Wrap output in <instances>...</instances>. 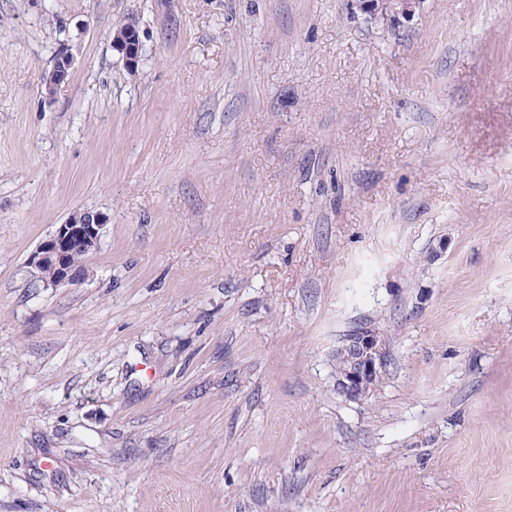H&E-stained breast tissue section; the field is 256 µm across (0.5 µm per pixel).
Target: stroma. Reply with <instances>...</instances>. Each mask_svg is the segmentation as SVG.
I'll list each match as a JSON object with an SVG mask.
<instances>
[{"mask_svg":"<svg viewBox=\"0 0 512 512\" xmlns=\"http://www.w3.org/2000/svg\"><path fill=\"white\" fill-rule=\"evenodd\" d=\"M0 512H512V0H0ZM360 9L370 19L403 16L414 14L419 0H360ZM127 25L124 31L119 30L115 35L113 33L112 47L122 56L127 70L134 72L140 59L141 42L136 23L132 21ZM73 66V55L68 49H62L57 53L52 70L44 76V84L49 88L55 89L66 80ZM104 226L105 217L101 213L75 212L37 245L29 256L28 264L44 286L56 288L76 284L83 279L84 269L74 256L79 250L97 244ZM342 358H336V389L350 400L368 396L371 383L385 368L386 342L376 330L365 328L347 337L340 347ZM344 361H343V360Z\"/></svg>","mask_w":512,"mask_h":512,"instance_id":"obj_1","label":"stroma"}]
</instances>
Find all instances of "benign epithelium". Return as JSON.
Masks as SVG:
<instances>
[{
  "instance_id": "obj_1",
  "label": "benign epithelium",
  "mask_w": 512,
  "mask_h": 512,
  "mask_svg": "<svg viewBox=\"0 0 512 512\" xmlns=\"http://www.w3.org/2000/svg\"><path fill=\"white\" fill-rule=\"evenodd\" d=\"M418 4L419 0H360V9L371 19L399 15L409 17ZM112 47L122 56L128 71L137 70L141 42L135 22L128 23L125 30L113 35ZM73 66L74 57L69 50L59 51L52 70L43 78L44 84L56 88L66 80ZM104 226L105 217L100 213L75 212L37 245L29 256L28 264L46 287L76 284L83 279L84 269L74 256L98 242ZM340 354L346 366L336 373V389L350 400L367 397L371 383L381 375L386 365L384 337L373 329H362L344 340Z\"/></svg>"
}]
</instances>
